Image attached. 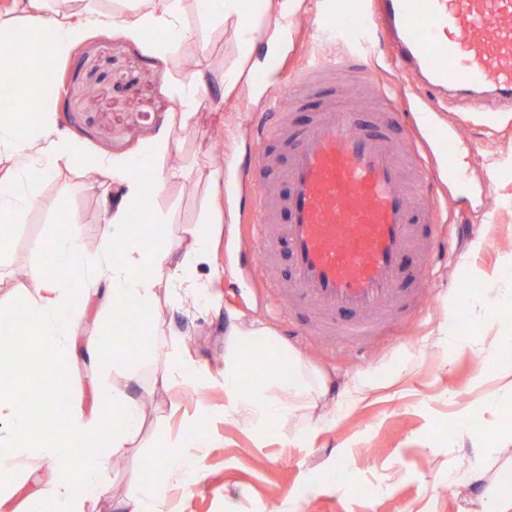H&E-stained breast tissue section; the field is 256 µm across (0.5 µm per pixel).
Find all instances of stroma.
<instances>
[{
    "label": "stroma",
    "mask_w": 512,
    "mask_h": 512,
    "mask_svg": "<svg viewBox=\"0 0 512 512\" xmlns=\"http://www.w3.org/2000/svg\"><path fill=\"white\" fill-rule=\"evenodd\" d=\"M326 6V0H300L281 22L283 40L276 51L256 35L248 81L227 101L221 89L236 60V38L231 30L204 27L191 11L185 17L188 37L176 54H162L149 40L131 39L118 29H93L66 58L51 63L48 119L83 157L123 161L149 156L167 126L171 84L185 75L181 59L192 55L207 88L196 117L178 134L179 165L187 176L170 184L157 205L168 216L163 231L176 244L184 243L186 228L210 204H218L224 217L206 259L187 268L190 279L218 296V304L187 312L159 297V326L133 363L104 370L88 349L89 336L114 320L104 286L90 289L78 313L80 327L67 339L73 407L85 419L97 418L103 380L135 399L152 400L122 467L109 468L108 490L93 512H120L136 492L131 469L148 468L158 448L182 439L186 422L202 415L210 445L187 449L169 466L170 512H460L462 501L449 493V481L464 482L472 471L490 468L503 438L512 434V425L487 434L488 418L508 401L497 393V377L480 371L489 360L512 369V348L492 347L512 309L500 308L496 326L489 328L478 324L467 302L484 297L489 277L512 259V109L500 108L493 117L475 100L429 113V120L461 132L458 164L466 189L432 186L449 218L433 227L446 242L447 256L429 273L411 317L400 320L393 333L359 343L317 335L306 313L286 314L281 294L264 286L283 279L285 264L257 268L244 241L240 218L251 199L238 177L255 150L248 130L273 111V91L288 81L287 71L271 69L272 59L296 62L339 49L363 54L375 65L372 84L392 82L407 98L415 96L411 79L394 77L389 45L377 33L317 30ZM210 154L224 161V179L215 187L207 181ZM36 193L39 206L7 227L0 304L32 298L28 271L62 202L79 215L87 250H95L108 231L97 183L84 166L60 169ZM241 320L261 323L280 346L324 377L330 405H341L358 388L361 401L301 442L289 440L283 421L255 430L225 416L219 384L225 332L229 322ZM182 355L206 377L199 390L159 378L164 365ZM340 465L350 479L345 491L338 490L334 476ZM54 477L49 467L20 461L17 477L0 489V512H27L33 500L51 497Z\"/></svg>",
    "instance_id": "stroma-1"
}]
</instances>
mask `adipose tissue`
<instances>
[{
	"label": "adipose tissue",
	"mask_w": 512,
	"mask_h": 512,
	"mask_svg": "<svg viewBox=\"0 0 512 512\" xmlns=\"http://www.w3.org/2000/svg\"><path fill=\"white\" fill-rule=\"evenodd\" d=\"M46 2L10 0L0 10V71L21 70L23 78L14 89L15 95H30L40 104L53 87L49 60L66 56L90 28L112 27L138 38L151 35L160 52L172 54L186 38L184 20L189 11L206 23L230 27L237 35L238 58L224 75V94L232 96L248 78L255 32L264 31L268 46H276L282 38L281 29L268 27L266 21L273 15L284 16L292 7L290 0H255L252 11L246 13L239 0H134L135 7L130 10L125 0H112L108 8L103 0H72L67 13L52 14ZM20 30L29 41V53L24 59L11 53ZM204 79V74L194 72L187 80L174 82V107L151 159L115 164L99 158L93 164L104 221L110 226L98 247L99 257L108 261V300L113 309L129 311L139 330L150 331L157 325L158 287H166L170 304L186 310L206 300L202 286L191 281L186 271L190 262L207 255L213 226L219 221L217 208H210L197 224L187 228L191 246L182 254L156 232V225L164 223L165 217L155 209L143 210L148 228L140 237L127 234L128 216L140 208L146 195L161 197L174 180L184 176L183 170L165 166L162 160L174 149L175 131L185 127L198 111L197 93L204 88ZM75 158L65 137L51 124H1L0 159L6 165L0 169V223L20 220L36 202L33 187L61 167L70 166ZM266 333V328L255 322H236L228 328L222 382L227 401L224 413L244 418L254 428L279 419L288 423L294 438L309 437L324 420L318 411L324 382L312 374L299 354L285 348L275 352L276 361L288 367L289 376L269 371L259 381L247 380L249 353L256 338ZM209 439L199 421H188L183 443L158 449L151 469L133 472L137 493L124 502L123 512H169L162 493L169 463L181 457L183 448L207 447Z\"/></svg>",
	"instance_id": "obj_1"
}]
</instances>
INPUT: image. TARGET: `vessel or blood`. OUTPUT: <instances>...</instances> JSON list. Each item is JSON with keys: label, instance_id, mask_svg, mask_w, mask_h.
Wrapping results in <instances>:
<instances>
[{"label": "vessel or blood", "instance_id": "vessel-or-blood-1", "mask_svg": "<svg viewBox=\"0 0 512 512\" xmlns=\"http://www.w3.org/2000/svg\"><path fill=\"white\" fill-rule=\"evenodd\" d=\"M324 22L336 31L357 23L384 31L395 72L449 103L482 93L512 102V0H348ZM370 72L365 59L346 53L301 66L277 90L275 123L252 129L258 152L240 172L254 196L257 267L286 254L290 310L309 311L317 334L353 342L412 312L427 286L423 269L439 256L422 230L435 214L425 187L460 181L454 132L437 135L436 167L417 143L399 138L393 87H378L385 108L369 116L356 98L337 100L336 77L358 87ZM313 94L319 109L295 121ZM412 252L421 253V268L408 266Z\"/></svg>", "mask_w": 512, "mask_h": 512}]
</instances>
